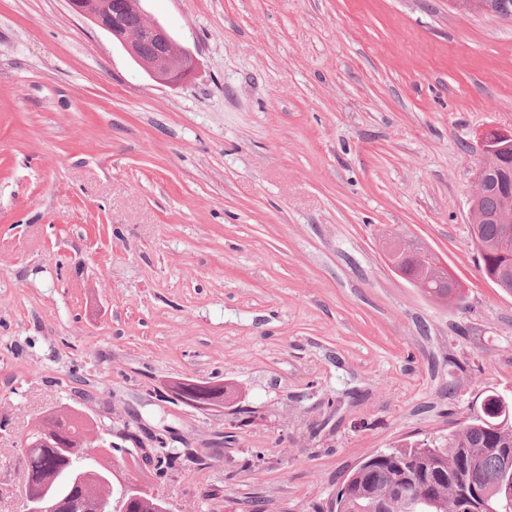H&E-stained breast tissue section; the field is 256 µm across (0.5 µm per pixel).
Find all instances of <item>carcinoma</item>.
<instances>
[{"label": "carcinoma", "mask_w": 512, "mask_h": 512, "mask_svg": "<svg viewBox=\"0 0 512 512\" xmlns=\"http://www.w3.org/2000/svg\"><path fill=\"white\" fill-rule=\"evenodd\" d=\"M492 185L478 201L479 211L512 217V151H503L494 162ZM471 239L481 249V272L512 270V226L482 222L470 227ZM398 268L406 280L429 276L418 254L399 256ZM95 426L68 406H57L40 417L24 434V489L33 492L42 484L54 488L69 512H87L100 498L115 496L108 486L107 469L99 463L87 469L86 480L75 485L69 475L83 448L92 442ZM188 451L169 448L157 439L153 470L160 477L178 470ZM512 477V402L501 406L491 392L480 407L470 411L448 433L433 439L394 444L365 457L352 469L336 492L331 512H373L377 502L390 498L389 512H466L462 507L463 482L481 479L484 504L496 512H512L502 488L503 474Z\"/></svg>", "instance_id": "carcinoma-1"}]
</instances>
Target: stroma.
I'll use <instances>...</instances> for the list:
<instances>
[{"mask_svg":"<svg viewBox=\"0 0 512 512\" xmlns=\"http://www.w3.org/2000/svg\"><path fill=\"white\" fill-rule=\"evenodd\" d=\"M197 59L154 81L66 0H0V512L62 404L172 430V512H329L364 457L512 395V295L467 224L512 134V22L447 0H142ZM465 286L438 305L384 231ZM230 387L221 407L170 386Z\"/></svg>","mask_w":512,"mask_h":512,"instance_id":"35a3bbf8","label":"stroma"}]
</instances>
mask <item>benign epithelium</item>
I'll return each mask as SVG.
<instances>
[{
	"mask_svg": "<svg viewBox=\"0 0 512 512\" xmlns=\"http://www.w3.org/2000/svg\"><path fill=\"white\" fill-rule=\"evenodd\" d=\"M70 11L89 20L95 26L112 36L127 51L130 57L159 83L178 86L188 82L196 69V59L187 49L181 47L171 33L157 22L144 23L140 27H130L126 22V13L131 11L139 17H144L140 0H123L117 5H109V0H67ZM150 45L152 53L144 56L142 47ZM505 141L512 143V135L490 130L480 136V158L475 169V191L470 199L468 222L479 220V215L472 212L473 203L481 196L487 185L488 170L485 158L490 144ZM421 250L432 256L438 285L443 288H459L460 280L448 272V264L441 261L437 254L423 245ZM120 483L122 496L116 502H103L100 512H129L128 504L144 495L158 497V512H171L170 502L164 495L157 496L151 491L133 481L121 478L120 473H114ZM60 502L56 501L51 488L45 487L38 493H28L21 498V512H59Z\"/></svg>",
	"mask_w": 512,
	"mask_h": 512,
	"instance_id": "benign-epithelium-1",
	"label": "benign epithelium"
}]
</instances>
